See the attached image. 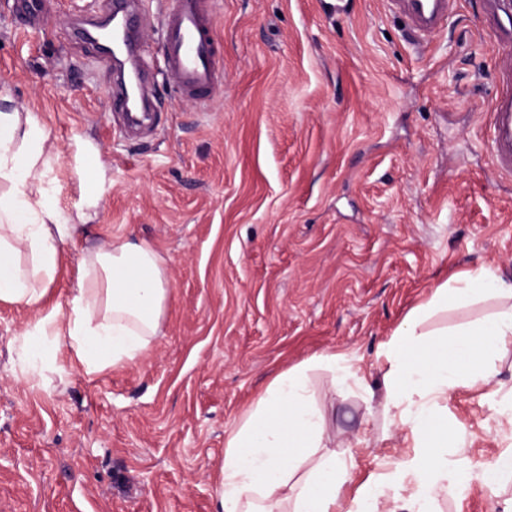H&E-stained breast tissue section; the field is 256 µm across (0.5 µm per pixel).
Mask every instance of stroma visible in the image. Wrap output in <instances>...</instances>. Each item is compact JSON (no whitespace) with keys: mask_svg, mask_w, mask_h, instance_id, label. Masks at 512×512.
<instances>
[{"mask_svg":"<svg viewBox=\"0 0 512 512\" xmlns=\"http://www.w3.org/2000/svg\"><path fill=\"white\" fill-rule=\"evenodd\" d=\"M222 52L206 102L164 65L165 0H135L157 130L125 136L103 55L71 34L100 0H51L39 28L0 0V86L59 155L73 212L89 186L77 140L109 179L97 216L63 245L48 303L76 287L84 250L127 236L163 259L170 301L141 361L89 373L31 368L34 312L0 304V512H217L224 441L274 374L322 353L358 358L366 389L310 370L349 508L380 461L412 452L384 406L376 354L432 288L483 269L512 280V177L488 135L496 53L480 0L418 44L385 0H207ZM512 398L461 388L448 425L472 474L437 512H512V480L480 474L512 452Z\"/></svg>","mask_w":512,"mask_h":512,"instance_id":"35a3bbf8","label":"stroma"}]
</instances>
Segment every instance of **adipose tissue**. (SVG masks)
<instances>
[{"mask_svg":"<svg viewBox=\"0 0 512 512\" xmlns=\"http://www.w3.org/2000/svg\"><path fill=\"white\" fill-rule=\"evenodd\" d=\"M37 117L0 109V303L37 311L18 338L25 355L47 360L67 352L87 372L137 362L159 335L169 298L161 257L149 245L113 238L85 249L83 275L66 304L44 308L61 245L72 240L102 193L90 191L76 213L59 209L48 188L57 156ZM493 299L498 309L443 337L423 339L421 324L438 311ZM512 353V282L488 272L464 273L436 286L412 308L381 354L385 404L407 426L414 452L361 486L353 512H380L387 490H409L410 512H431L438 497L464 498L471 474L449 468V394L491 385L496 362ZM363 382L360 366L336 353L278 373L225 441L214 492L218 512H338L349 476L346 460L321 454L326 428L309 388V366Z\"/></svg>","mask_w":512,"mask_h":512,"instance_id":"adipose-tissue-1","label":"adipose tissue"}]
</instances>
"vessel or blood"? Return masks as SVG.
<instances>
[{
  "label": "vessel or blood",
  "instance_id": "vessel-or-blood-1",
  "mask_svg": "<svg viewBox=\"0 0 512 512\" xmlns=\"http://www.w3.org/2000/svg\"><path fill=\"white\" fill-rule=\"evenodd\" d=\"M412 40L423 43L448 24L456 0H388ZM497 53L505 61L490 113V140L497 170L512 175V0H481ZM108 9L123 22L122 49L136 54L140 33L124 0H110ZM166 69L181 91L200 98L217 86L218 45L206 0H169L163 24Z\"/></svg>",
  "mask_w": 512,
  "mask_h": 512
}]
</instances>
